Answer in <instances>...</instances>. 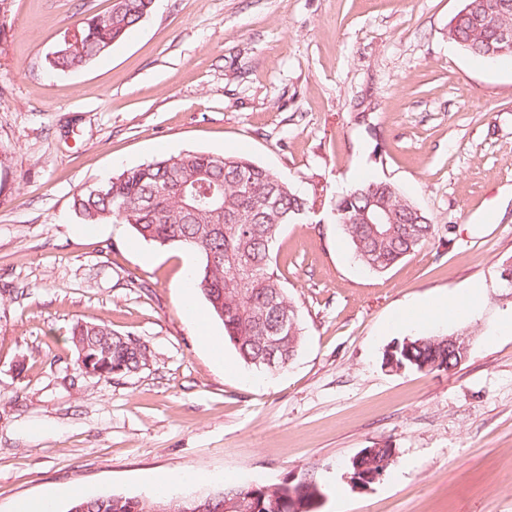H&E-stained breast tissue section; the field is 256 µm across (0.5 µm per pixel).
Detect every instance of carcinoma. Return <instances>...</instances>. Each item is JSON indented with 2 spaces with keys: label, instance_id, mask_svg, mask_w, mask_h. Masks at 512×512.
<instances>
[{
  "label": "carcinoma",
  "instance_id": "obj_1",
  "mask_svg": "<svg viewBox=\"0 0 512 512\" xmlns=\"http://www.w3.org/2000/svg\"><path fill=\"white\" fill-rule=\"evenodd\" d=\"M154 0H118L74 27L75 41L48 59L51 69L84 67L123 40L153 10ZM512 29V0H465L448 23V40L470 54L500 47L498 32ZM314 201L280 175L243 156L184 153L123 170L100 186L79 189L72 208L84 224L123 223L145 241L177 244L195 251L197 288L224 324L225 339L250 367L275 371L288 366L302 341L303 327L288 297L275 246L283 226L303 216ZM381 208L378 233L350 217ZM338 224L354 258L383 272L424 246L435 226L393 183L364 182L336 199ZM288 313V329L279 328ZM279 336L271 346L267 337ZM74 350L100 370L98 378L128 374L148 365L151 351L130 334L104 323L76 321L69 337ZM404 368L432 373L459 363L448 337L417 336L396 344ZM322 487L313 478L265 485L227 483L201 494L156 495L151 503L131 496H78L64 512H155L174 500L190 512H217L224 500L241 499L243 512H319Z\"/></svg>",
  "mask_w": 512,
  "mask_h": 512
}]
</instances>
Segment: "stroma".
<instances>
[{"instance_id":"35a3bbf8","label":"stroma","mask_w":512,"mask_h":512,"mask_svg":"<svg viewBox=\"0 0 512 512\" xmlns=\"http://www.w3.org/2000/svg\"><path fill=\"white\" fill-rule=\"evenodd\" d=\"M462 0H155L90 65L46 57L109 0H8L0 14V512L65 490L149 501L151 474L316 479L320 512H512V57L448 39ZM244 156L316 200L285 225L278 266L305 327L283 370L215 362L182 301L179 245L85 225L83 185L162 156ZM398 185L435 231L376 274L336 223L338 194ZM484 297L453 371L392 372L387 324L407 303ZM147 345L146 368L81 372L74 322ZM391 448L358 488L348 465Z\"/></svg>"}]
</instances>
